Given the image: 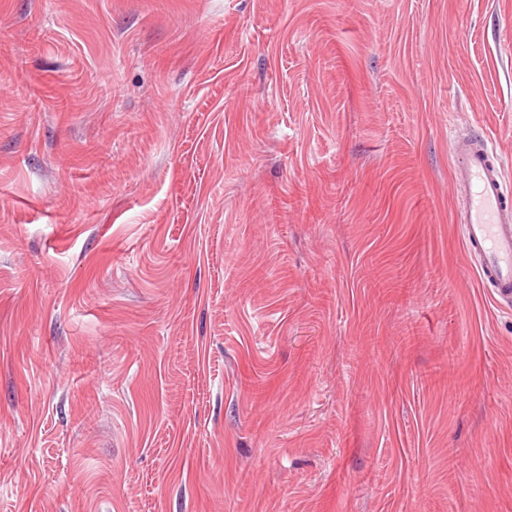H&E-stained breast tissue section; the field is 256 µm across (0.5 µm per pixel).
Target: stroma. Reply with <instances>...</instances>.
Returning a JSON list of instances; mask_svg holds the SVG:
<instances>
[{
  "label": "stroma",
  "mask_w": 512,
  "mask_h": 512,
  "mask_svg": "<svg viewBox=\"0 0 512 512\" xmlns=\"http://www.w3.org/2000/svg\"><path fill=\"white\" fill-rule=\"evenodd\" d=\"M0 512H512V0H0ZM458 224L468 259L499 304L512 302V193L509 174L486 140L451 142Z\"/></svg>",
  "instance_id": "35a3bbf8"
}]
</instances>
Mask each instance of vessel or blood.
I'll return each mask as SVG.
<instances>
[{
  "label": "vessel or blood",
  "instance_id": "obj_1",
  "mask_svg": "<svg viewBox=\"0 0 512 512\" xmlns=\"http://www.w3.org/2000/svg\"><path fill=\"white\" fill-rule=\"evenodd\" d=\"M453 188L467 256L482 286L512 302V176L487 141L469 134L451 142Z\"/></svg>",
  "mask_w": 512,
  "mask_h": 512
}]
</instances>
